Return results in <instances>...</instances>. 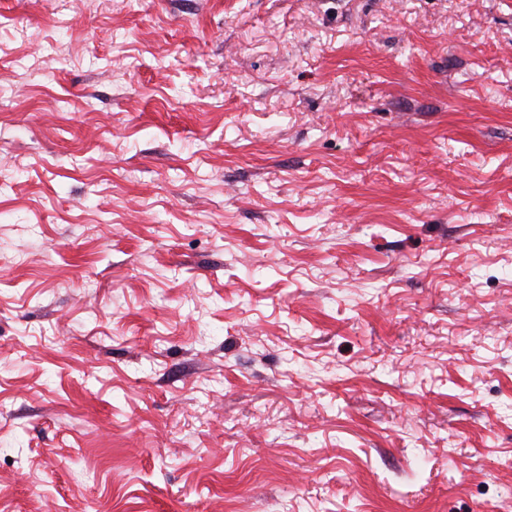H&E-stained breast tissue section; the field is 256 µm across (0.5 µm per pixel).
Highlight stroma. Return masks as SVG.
Listing matches in <instances>:
<instances>
[{
	"label": "stroma",
	"mask_w": 512,
	"mask_h": 512,
	"mask_svg": "<svg viewBox=\"0 0 512 512\" xmlns=\"http://www.w3.org/2000/svg\"><path fill=\"white\" fill-rule=\"evenodd\" d=\"M0 512H512V0H0Z\"/></svg>",
	"instance_id": "1"
}]
</instances>
